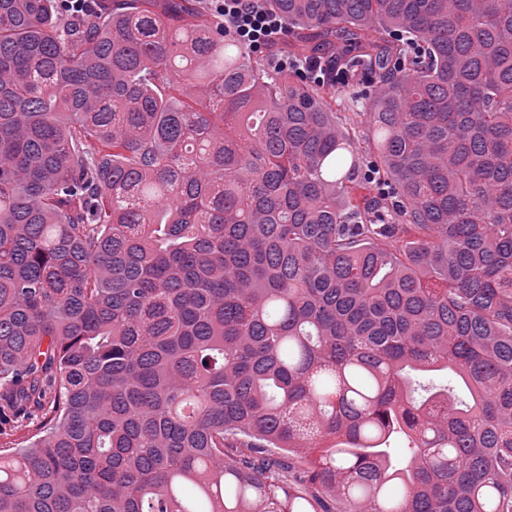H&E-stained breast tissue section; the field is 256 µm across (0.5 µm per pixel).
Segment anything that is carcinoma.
<instances>
[{
  "label": "carcinoma",
  "instance_id": "carcinoma-1",
  "mask_svg": "<svg viewBox=\"0 0 512 512\" xmlns=\"http://www.w3.org/2000/svg\"><path fill=\"white\" fill-rule=\"evenodd\" d=\"M264 5L0 0V512H512V0ZM212 14L222 19L224 34L232 35L253 52L263 54L287 32L285 21L263 6L262 0H207ZM289 32L281 44L288 45ZM272 63L279 70L290 71L296 79H301L308 84L323 85L326 81L333 80L336 82V67L333 64L322 65L320 62L288 56L276 57L272 60Z\"/></svg>",
  "mask_w": 512,
  "mask_h": 512
}]
</instances>
